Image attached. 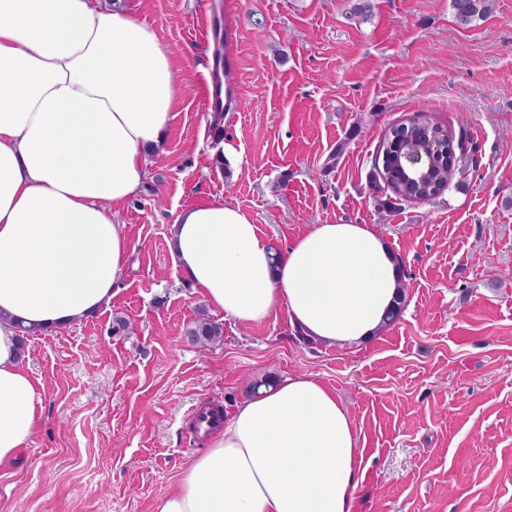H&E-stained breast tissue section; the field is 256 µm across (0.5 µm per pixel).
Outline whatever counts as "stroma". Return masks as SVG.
I'll return each instance as SVG.
<instances>
[{
	"mask_svg": "<svg viewBox=\"0 0 512 512\" xmlns=\"http://www.w3.org/2000/svg\"><path fill=\"white\" fill-rule=\"evenodd\" d=\"M141 0L184 86L140 192L113 217L129 245L110 304L26 339L42 419L0 512H152L258 380L314 377L354 419L362 512H512V0L459 27L450 0ZM227 33L236 107L216 117L211 34ZM418 116L465 153L448 189L395 200L371 172L387 129ZM221 199L283 252L317 224H367L400 258V318L357 349L300 336L278 310L224 322L167 240L180 211ZM127 322L113 329L115 318ZM221 320V319H220ZM224 336V327L221 323L209 318H199L190 324L184 331V339L191 345H214Z\"/></svg>",
	"mask_w": 512,
	"mask_h": 512,
	"instance_id": "35a3bbf8",
	"label": "stroma"
}]
</instances>
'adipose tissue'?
<instances>
[{
  "label": "adipose tissue",
  "mask_w": 512,
  "mask_h": 512,
  "mask_svg": "<svg viewBox=\"0 0 512 512\" xmlns=\"http://www.w3.org/2000/svg\"><path fill=\"white\" fill-rule=\"evenodd\" d=\"M182 80L130 0H0V470L40 427L15 320L57 328L109 303L129 245L112 211L140 190ZM175 268L225 318L289 322L361 346L398 297L399 258L366 224H318L274 253L238 207L182 210ZM354 421L336 394L291 375L247 397L153 512H361Z\"/></svg>",
  "instance_id": "ef3b65f1"
}]
</instances>
